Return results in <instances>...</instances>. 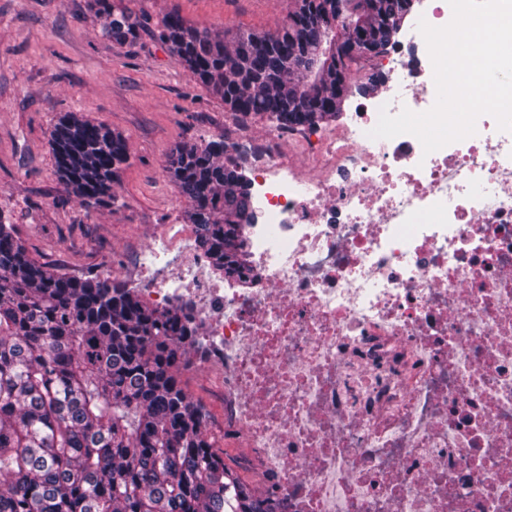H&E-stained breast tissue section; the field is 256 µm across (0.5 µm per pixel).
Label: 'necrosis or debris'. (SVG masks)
<instances>
[{"mask_svg":"<svg viewBox=\"0 0 512 512\" xmlns=\"http://www.w3.org/2000/svg\"><path fill=\"white\" fill-rule=\"evenodd\" d=\"M383 66L337 135L238 132L248 287L216 285L172 227L140 261L167 271L160 300L206 322L224 438L288 512H512V132L484 115L429 154L370 138L380 108L436 100L422 35Z\"/></svg>","mask_w":512,"mask_h":512,"instance_id":"1","label":"necrosis or debris"}]
</instances>
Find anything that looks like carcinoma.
Masks as SVG:
<instances>
[{"label":"carcinoma","mask_w":512,"mask_h":512,"mask_svg":"<svg viewBox=\"0 0 512 512\" xmlns=\"http://www.w3.org/2000/svg\"><path fill=\"white\" fill-rule=\"evenodd\" d=\"M410 0H348L342 40L388 48ZM102 36L131 41L123 0H91ZM321 0H291L278 28L233 39L165 15L158 39L235 117L313 128L336 117L349 63ZM63 185L88 208L122 205L126 139L72 113L51 130ZM221 139L184 144L168 173L187 201L214 273L241 279L252 223L249 181ZM194 305L149 306L110 278L73 277L33 261L0 216V512H284L224 463L208 414L189 396L190 352L204 351Z\"/></svg>","instance_id":"obj_1"}]
</instances>
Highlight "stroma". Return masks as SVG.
<instances>
[{"mask_svg": "<svg viewBox=\"0 0 512 512\" xmlns=\"http://www.w3.org/2000/svg\"><path fill=\"white\" fill-rule=\"evenodd\" d=\"M146 17L136 39L103 38L87 0H0V217L13 224L30 258L71 276L116 275L145 291L150 274L138 264L166 224L194 235L187 204L166 169L173 149L211 138L233 141L239 130L257 135L271 123L233 119L223 102L197 84L155 36V25L176 10L196 27L232 37L238 28L274 30L289 0H126ZM376 69L352 63L353 92L334 119L314 135L340 131ZM73 112L104 123L128 144L118 207L88 209L65 190L55 167L50 131L56 115ZM192 399L209 414L208 429L224 436L222 371L193 356L185 374Z\"/></svg>", "mask_w": 512, "mask_h": 512, "instance_id": "stroma-1", "label": "stroma"}]
</instances>
